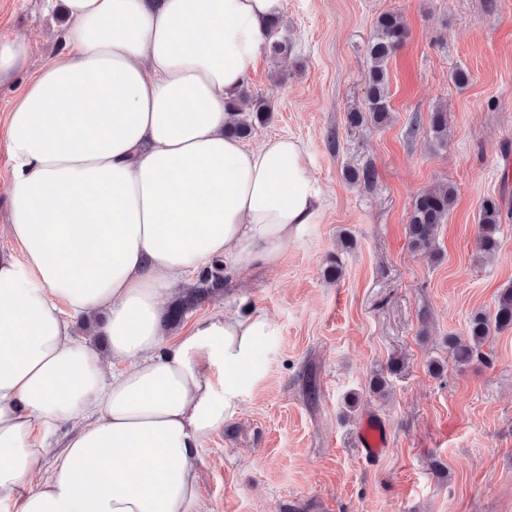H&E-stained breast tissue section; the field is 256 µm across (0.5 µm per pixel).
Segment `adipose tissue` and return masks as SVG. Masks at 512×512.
Listing matches in <instances>:
<instances>
[{
    "label": "adipose tissue",
    "instance_id": "adipose-tissue-1",
    "mask_svg": "<svg viewBox=\"0 0 512 512\" xmlns=\"http://www.w3.org/2000/svg\"><path fill=\"white\" fill-rule=\"evenodd\" d=\"M64 6L5 131L20 252H0V512H201L196 461L275 324L230 312L169 336L161 298L219 261L230 281L279 263L318 216L298 139L227 134L282 0ZM98 315L102 350L70 322Z\"/></svg>",
    "mask_w": 512,
    "mask_h": 512
}]
</instances>
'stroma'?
Listing matches in <instances>:
<instances>
[{"label":"stroma","instance_id":"obj_1","mask_svg":"<svg viewBox=\"0 0 512 512\" xmlns=\"http://www.w3.org/2000/svg\"><path fill=\"white\" fill-rule=\"evenodd\" d=\"M385 13L407 29L388 64L392 119L353 125ZM280 21L291 50L262 55L245 86L273 110L249 141L300 139L322 206L279 264L186 317L254 310L276 326L261 378L196 461L203 512H512V329L488 338L484 363L456 366L445 343L512 284V179L502 178L512 172V0H283ZM66 23L63 0H0V39L27 38L28 75L54 57ZM459 68L467 84L453 82ZM25 84L0 90L1 251L15 247L6 118ZM439 107L442 144L430 133ZM366 167L371 183L350 179ZM439 184L455 203L435 259L411 249L406 228L414 197ZM489 197L503 224L498 253L483 258L476 234ZM334 255L337 280L325 275ZM378 373L383 397L371 389ZM368 418L389 441L373 464L355 442Z\"/></svg>","mask_w":512,"mask_h":512}]
</instances>
